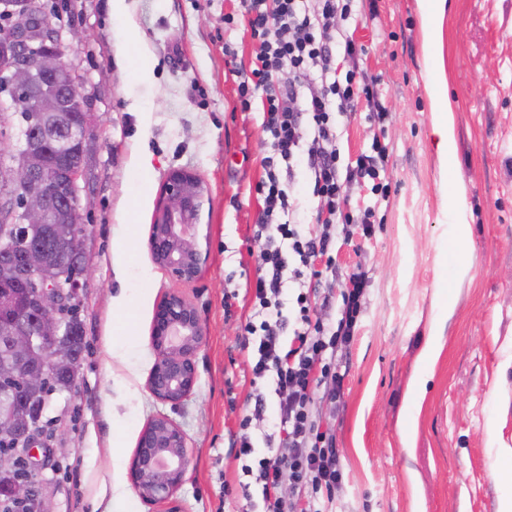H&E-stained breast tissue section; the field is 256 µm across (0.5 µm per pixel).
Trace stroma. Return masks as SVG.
<instances>
[{
    "instance_id": "35a3bbf8",
    "label": "stroma",
    "mask_w": 512,
    "mask_h": 512,
    "mask_svg": "<svg viewBox=\"0 0 512 512\" xmlns=\"http://www.w3.org/2000/svg\"><path fill=\"white\" fill-rule=\"evenodd\" d=\"M42 2L93 121L80 184L92 200L81 214L92 268L80 304L87 348L74 393L54 395L47 408L63 453L41 485L55 512H158L138 496L130 465L144 426L168 414L190 447L177 492L183 512H248L230 446L254 407L240 335L253 308L246 283L261 248L253 226L268 148L258 110L237 103L232 66L256 50L241 2L124 0L119 10L114 0ZM442 30L441 48L430 49L420 0H378L355 33L389 109L381 174L389 198L379 205L370 186L352 190L353 202L377 205L378 225L372 238L337 250L336 275L323 280L344 288L359 264L369 276L345 356L344 403L317 404L341 450L343 512H499L512 497V482L498 478L512 451V0H446ZM438 72L448 85L440 109L428 93ZM441 111L449 167L433 133ZM338 132L342 161L369 151L366 109L341 118ZM173 168L196 171L210 189L197 228L208 255L191 282L171 279L148 249ZM312 188L309 169L295 167L291 221L314 223ZM456 198L468 216L463 232L449 216ZM230 290L238 297L228 311ZM172 291L194 304L205 333L196 385L175 410L146 385L155 309ZM116 347L137 368L133 386Z\"/></svg>"
}]
</instances>
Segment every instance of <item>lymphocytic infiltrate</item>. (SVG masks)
I'll return each instance as SVG.
<instances>
[{
	"label": "lymphocytic infiltrate",
	"mask_w": 512,
	"mask_h": 512,
	"mask_svg": "<svg viewBox=\"0 0 512 512\" xmlns=\"http://www.w3.org/2000/svg\"><path fill=\"white\" fill-rule=\"evenodd\" d=\"M365 0H242L245 20L258 50L249 67L238 69L241 110L259 106L269 153L261 216L253 236L261 241L257 274L249 285L253 317L242 328L241 345L252 352V380L267 383L278 398L274 430L265 434L266 456L254 457L253 419L262 418L267 400L254 393V411L244 416L234 435L236 457L246 458L244 475L261 490L262 512H333L335 493L344 482L341 454L331 427L313 410L317 393L339 402L345 375L340 358L351 345L363 314L367 274L355 269L341 292H325L323 307H335L326 321L315 314L311 295L298 293L291 315H284L285 273L293 265L312 279L335 272L338 244L371 237L375 209L351 207L347 190L372 180L371 191L386 196L380 164L388 149L373 140L372 155L341 166L337 125L341 116L365 106L374 127H383L388 110L377 91L378 78L356 64L364 48L340 28L352 20ZM349 62L340 70L337 59ZM311 137L312 149L302 147ZM306 156L314 177L317 223L288 224V193L281 169ZM291 497H284V487Z\"/></svg>",
	"instance_id": "1"
}]
</instances>
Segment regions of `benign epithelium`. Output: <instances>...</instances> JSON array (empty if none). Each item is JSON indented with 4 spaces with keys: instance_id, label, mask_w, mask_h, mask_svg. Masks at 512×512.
<instances>
[{
    "instance_id": "obj_1",
    "label": "benign epithelium",
    "mask_w": 512,
    "mask_h": 512,
    "mask_svg": "<svg viewBox=\"0 0 512 512\" xmlns=\"http://www.w3.org/2000/svg\"><path fill=\"white\" fill-rule=\"evenodd\" d=\"M40 0H26L24 6L9 10L15 34L7 40L12 49L9 62L0 66V97L21 93L35 109L15 114L23 126H40L42 138L65 146L86 129L90 113L80 112L64 135L43 126L41 92L48 85L63 92L79 87L72 66L62 59L57 33L42 14ZM206 186L202 177L187 169H174L163 182L148 239L149 250L170 276L179 282L198 278L206 256L196 243ZM58 183L44 167L35 148L20 146V154L0 161V247L13 245L24 255L27 297L37 307V318L24 319L0 338V380L24 374L29 389L40 397L39 417L19 413L8 388H0V437L14 439L13 456L0 461L1 469H11L20 461L34 478L45 471L57 449L43 434L45 411L58 390H49L50 376L68 365V356L59 339L69 333L67 312L80 305V293L89 274L85 261L84 236L71 226L66 258L58 274L44 268L41 253L28 246L32 226L51 223L58 213ZM76 270L70 287H59L69 265ZM204 339V329L196 307L181 293L167 294L157 305L153 318L152 344L157 359L148 377L152 395L163 403L179 406L193 391L197 372L195 354ZM189 462L186 437L176 422L160 415L141 431L130 467L133 486L140 497L164 507L162 512H182L176 493L183 484ZM13 496L29 512H54L51 498L29 485L17 482Z\"/></svg>"
}]
</instances>
